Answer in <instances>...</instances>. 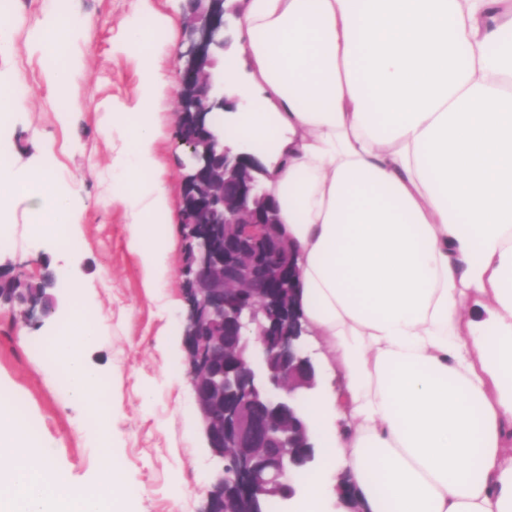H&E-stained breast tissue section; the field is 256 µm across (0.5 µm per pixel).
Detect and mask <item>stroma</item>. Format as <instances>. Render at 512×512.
Returning a JSON list of instances; mask_svg holds the SVG:
<instances>
[{"instance_id":"stroma-1","label":"stroma","mask_w":512,"mask_h":512,"mask_svg":"<svg viewBox=\"0 0 512 512\" xmlns=\"http://www.w3.org/2000/svg\"><path fill=\"white\" fill-rule=\"evenodd\" d=\"M170 20L165 43L155 58L159 71L175 77L178 56L187 47L185 0H153ZM48 0H13L15 13L27 23L0 37V74L25 84L28 103L9 136L5 156L15 169L38 174L56 172L63 182L78 180L84 210L77 226L78 248L36 236L29 203L16 198L0 247V271L21 281H36L45 270L59 276L50 293L55 311L24 319L19 307L0 303V389L9 392L28 425L51 446V461L78 488L102 483L97 467L101 443L113 449L125 476L118 491L127 512H202L216 460L198 424L185 375L182 332L185 304L179 270L183 239L179 212L182 195L178 143L177 88L155 108L156 154L171 213L166 216L174 246L167 262V287L148 291L136 255L128 247L129 218L112 200V143L103 128L112 106L131 103L138 71L128 54L118 51L123 23L139 0H68L69 9L85 17L88 27L68 47L83 59L65 100L49 92L48 62L27 49L28 22L42 18ZM67 107L69 119L58 111ZM86 304L97 339L84 353L104 382L101 402L106 417L95 421L72 402L62 378L39 367L47 340L75 304Z\"/></svg>"}]
</instances>
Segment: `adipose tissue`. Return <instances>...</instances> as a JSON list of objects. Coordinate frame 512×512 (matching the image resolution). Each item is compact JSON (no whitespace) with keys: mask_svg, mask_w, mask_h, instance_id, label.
Instances as JSON below:
<instances>
[{"mask_svg":"<svg viewBox=\"0 0 512 512\" xmlns=\"http://www.w3.org/2000/svg\"><path fill=\"white\" fill-rule=\"evenodd\" d=\"M121 44L138 94L113 107V199L149 288L167 285L168 214L153 108L169 20L149 0ZM84 22L51 11L31 45L66 55ZM235 34L248 58L224 82L246 102L223 115L224 140L263 162L265 187L297 252L299 310L329 354L309 407L322 466L295 474L296 512H323L337 483L361 512H512V0H244ZM0 183L27 196L37 234L78 223L81 199L51 171L37 182L0 161ZM485 313L468 314L469 303ZM89 308L40 363L70 398L100 413ZM0 512H125L74 487L10 397L0 395Z\"/></svg>","mask_w":512,"mask_h":512,"instance_id":"obj_1","label":"adipose tissue"}]
</instances>
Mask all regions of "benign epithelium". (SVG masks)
I'll list each match as a JSON object with an SVG mask.
<instances>
[{"mask_svg":"<svg viewBox=\"0 0 512 512\" xmlns=\"http://www.w3.org/2000/svg\"><path fill=\"white\" fill-rule=\"evenodd\" d=\"M188 48L178 67L177 133L189 155L183 176L180 223L189 259L181 270L187 315L184 361L203 432L217 458L208 498L224 492V508L204 512H258L262 497L292 498L290 474L315 459L306 402L320 371L304 344L306 329L294 297L293 260L272 264L267 243L278 222L265 220L270 199L263 167L248 153L224 145V129L207 123L212 112L233 111L219 85L224 35L239 0H188ZM7 297L49 315L44 289L17 281Z\"/></svg>","mask_w":512,"mask_h":512,"instance_id":"1","label":"benign epithelium"}]
</instances>
